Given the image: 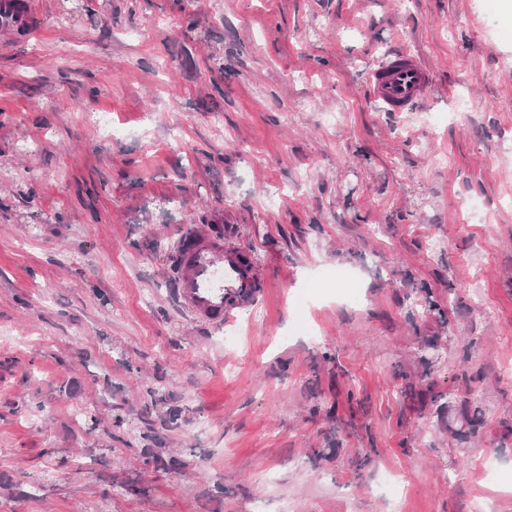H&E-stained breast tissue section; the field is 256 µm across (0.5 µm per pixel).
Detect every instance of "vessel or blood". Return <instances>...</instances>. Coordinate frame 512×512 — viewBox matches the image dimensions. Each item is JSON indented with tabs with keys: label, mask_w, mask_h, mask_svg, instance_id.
<instances>
[{
	"label": "vessel or blood",
	"mask_w": 512,
	"mask_h": 512,
	"mask_svg": "<svg viewBox=\"0 0 512 512\" xmlns=\"http://www.w3.org/2000/svg\"><path fill=\"white\" fill-rule=\"evenodd\" d=\"M36 0H0V27L26 39L35 31ZM373 99L385 111L406 112L422 102L434 81L431 70L410 52H392L370 75ZM177 305L198 322L220 326L251 306L260 277L246 250L201 231L184 238L174 260Z\"/></svg>",
	"instance_id": "b4317fda"
}]
</instances>
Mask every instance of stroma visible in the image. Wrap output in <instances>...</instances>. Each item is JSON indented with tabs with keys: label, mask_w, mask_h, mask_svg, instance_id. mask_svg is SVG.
<instances>
[{
	"label": "stroma",
	"mask_w": 512,
	"mask_h": 512,
	"mask_svg": "<svg viewBox=\"0 0 512 512\" xmlns=\"http://www.w3.org/2000/svg\"><path fill=\"white\" fill-rule=\"evenodd\" d=\"M397 48L435 82L385 112ZM228 224L264 287L202 326L173 259ZM260 498L512 512L507 0H39L35 35L0 28V512Z\"/></svg>",
	"instance_id": "1"
}]
</instances>
